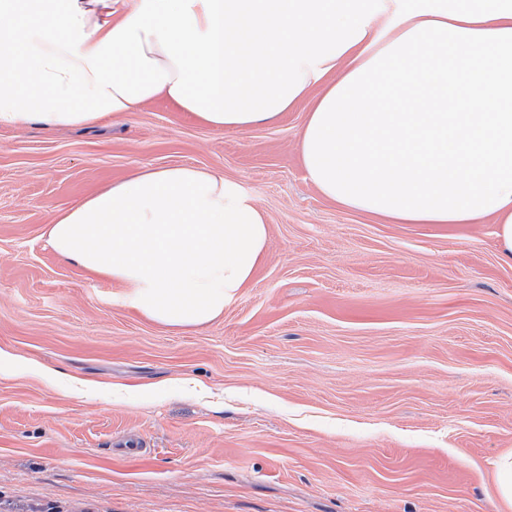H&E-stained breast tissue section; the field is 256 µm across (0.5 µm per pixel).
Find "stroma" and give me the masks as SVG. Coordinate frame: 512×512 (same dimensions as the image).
<instances>
[{
	"instance_id": "stroma-1",
	"label": "stroma",
	"mask_w": 512,
	"mask_h": 512,
	"mask_svg": "<svg viewBox=\"0 0 512 512\" xmlns=\"http://www.w3.org/2000/svg\"><path fill=\"white\" fill-rule=\"evenodd\" d=\"M279 119L213 129L159 100L0 128V512H512V264L495 225L396 224L308 180ZM233 179L264 260L174 330L62 260L51 221L145 167ZM137 435L148 452L113 454Z\"/></svg>"
}]
</instances>
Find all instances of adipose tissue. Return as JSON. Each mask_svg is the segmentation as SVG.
Returning a JSON list of instances; mask_svg holds the SVG:
<instances>
[{"mask_svg": "<svg viewBox=\"0 0 512 512\" xmlns=\"http://www.w3.org/2000/svg\"><path fill=\"white\" fill-rule=\"evenodd\" d=\"M310 182L403 224H496L512 263V0H0V128L88 126L162 99L235 131L303 99ZM255 196L145 168L48 241L172 328L220 317L264 258Z\"/></svg>", "mask_w": 512, "mask_h": 512, "instance_id": "adipose-tissue-1", "label": "adipose tissue"}]
</instances>
